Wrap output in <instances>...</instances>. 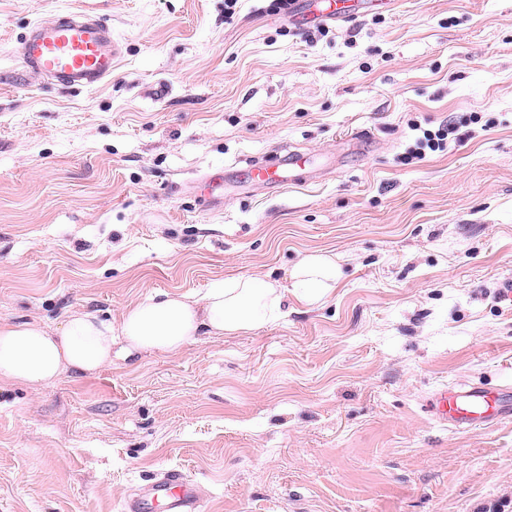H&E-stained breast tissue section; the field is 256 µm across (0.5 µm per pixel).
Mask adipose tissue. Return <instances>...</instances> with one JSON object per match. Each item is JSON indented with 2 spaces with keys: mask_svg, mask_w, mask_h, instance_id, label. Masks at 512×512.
<instances>
[{
  "mask_svg": "<svg viewBox=\"0 0 512 512\" xmlns=\"http://www.w3.org/2000/svg\"><path fill=\"white\" fill-rule=\"evenodd\" d=\"M339 269L333 256L305 255L291 272V286L241 276L214 284L199 297L158 291L131 304L120 326L75 312L57 329L36 322L0 320V378L41 387L64 373H93L111 365L115 338L126 354L156 350L175 354L196 337L247 333L282 315L287 292L308 305L335 286Z\"/></svg>",
  "mask_w": 512,
  "mask_h": 512,
  "instance_id": "obj_1",
  "label": "adipose tissue"
}]
</instances>
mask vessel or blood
<instances>
[{"instance_id":"1","label":"vessel or blood","mask_w":512,"mask_h":512,"mask_svg":"<svg viewBox=\"0 0 512 512\" xmlns=\"http://www.w3.org/2000/svg\"><path fill=\"white\" fill-rule=\"evenodd\" d=\"M386 0H292L289 20L306 24L325 19L349 21L360 10ZM118 53L110 27L99 19L76 13L32 25L21 43L24 68L71 88H92L112 74ZM250 180L267 187L288 185L278 166L255 165L247 170ZM435 420L464 430L512 416V394L476 385L451 386L436 391L428 401ZM201 495L184 472L170 469L157 474L127 502L126 512H200Z\"/></svg>"}]
</instances>
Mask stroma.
<instances>
[{
  "label": "stroma",
  "mask_w": 512,
  "mask_h": 512,
  "mask_svg": "<svg viewBox=\"0 0 512 512\" xmlns=\"http://www.w3.org/2000/svg\"><path fill=\"white\" fill-rule=\"evenodd\" d=\"M276 2L0 0V319L117 326L159 290L289 284L314 252L341 272L248 334L1 379L0 512H124L169 468L201 512H512V418L462 431L425 407L512 388V0L304 28ZM68 11L112 28L100 87L21 66L29 26ZM274 151L311 182L200 197Z\"/></svg>",
  "instance_id": "1"
}]
</instances>
